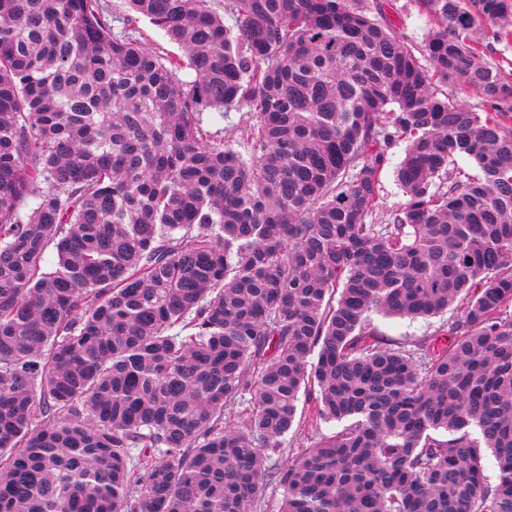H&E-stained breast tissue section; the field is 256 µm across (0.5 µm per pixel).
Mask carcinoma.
Returning <instances> with one entry per match:
<instances>
[{
  "instance_id": "carcinoma-1",
  "label": "carcinoma",
  "mask_w": 512,
  "mask_h": 512,
  "mask_svg": "<svg viewBox=\"0 0 512 512\" xmlns=\"http://www.w3.org/2000/svg\"><path fill=\"white\" fill-rule=\"evenodd\" d=\"M124 5L0 0V512H512V0ZM383 3L387 18L395 24V33L401 40L413 47L418 57L425 53V32L429 24L418 16L416 10L404 6L409 0H380ZM393 4V6H392ZM392 7L394 9H392ZM492 26L487 25L485 31L489 36L485 42H489L491 49L486 52L488 59L499 62L502 66L503 74L512 80V43L505 46L503 43H497L492 40ZM405 143H401L388 150V163L385 164L381 174V195L384 197L387 208L398 207L405 198L398 188L394 177V168L402 159ZM460 318L457 311L448 310L447 314L428 319L419 318L415 321L399 318L375 317V323L383 333L387 343L398 344L399 342L410 341L411 339L422 338L436 334L439 327L451 319ZM306 403L307 402H305V396L301 392L297 413V421L300 419L301 416V426L300 429L298 430L296 437H293L292 441L288 443V447L284 448L283 458L286 456H288L289 458L296 457L303 449L309 447L311 444L318 441L320 437L319 431L323 432L324 434H329L331 432L338 431L341 429L342 424L337 422L331 424H322L320 429L317 430L314 428L312 429L311 426L307 424L306 420L304 419V415L306 414L307 411Z\"/></svg>"
}]
</instances>
